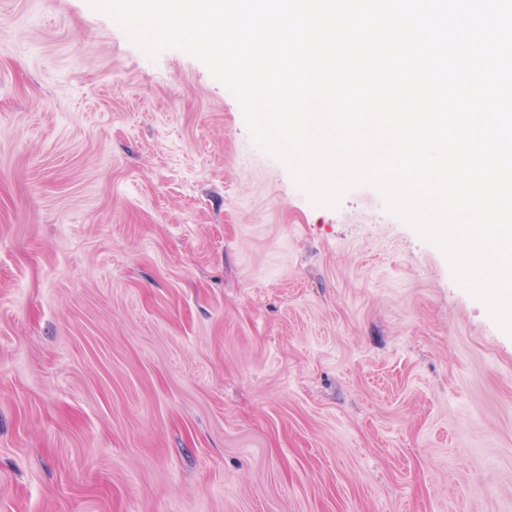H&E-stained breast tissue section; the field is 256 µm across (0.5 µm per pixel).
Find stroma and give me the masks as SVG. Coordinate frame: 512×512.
<instances>
[{
  "instance_id": "stroma-1",
  "label": "stroma",
  "mask_w": 512,
  "mask_h": 512,
  "mask_svg": "<svg viewBox=\"0 0 512 512\" xmlns=\"http://www.w3.org/2000/svg\"><path fill=\"white\" fill-rule=\"evenodd\" d=\"M0 512H512V334L195 57L0 0Z\"/></svg>"
}]
</instances>
